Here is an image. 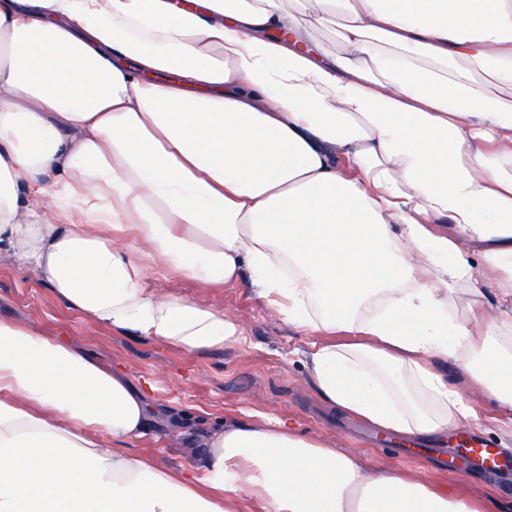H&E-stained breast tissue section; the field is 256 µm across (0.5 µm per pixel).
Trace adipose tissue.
Masks as SVG:
<instances>
[{
    "instance_id": "1",
    "label": "adipose tissue",
    "mask_w": 512,
    "mask_h": 512,
    "mask_svg": "<svg viewBox=\"0 0 512 512\" xmlns=\"http://www.w3.org/2000/svg\"><path fill=\"white\" fill-rule=\"evenodd\" d=\"M0 265L187 353L245 325L150 270L248 284L409 440L480 425L441 360L511 413L512 0H0ZM154 389L0 318V512H488L274 415L173 474L124 450Z\"/></svg>"
}]
</instances>
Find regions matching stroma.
Returning <instances> with one entry per match:
<instances>
[{"instance_id":"35a3bbf8","label":"stroma","mask_w":512,"mask_h":512,"mask_svg":"<svg viewBox=\"0 0 512 512\" xmlns=\"http://www.w3.org/2000/svg\"><path fill=\"white\" fill-rule=\"evenodd\" d=\"M148 288L176 289L183 296L231 313L246 325L243 341L224 350L187 354L166 343L95 325L60 302L28 271L0 266V316L30 324L45 336L74 342L103 364L121 369L130 382L156 378L154 402L185 429L183 445L165 438V423L126 444L127 452L179 472L198 461L197 437L211 426L247 415H280L308 434L340 438L344 450L362 455L374 467L392 472L426 473L428 479L459 486L468 494L512 505V469L452 467L453 443L435 437L415 448L376 432L364 441L354 435L357 418L331 412L311 391L305 361L314 337L294 326L271 321L250 288H211L158 270Z\"/></svg>"}]
</instances>
